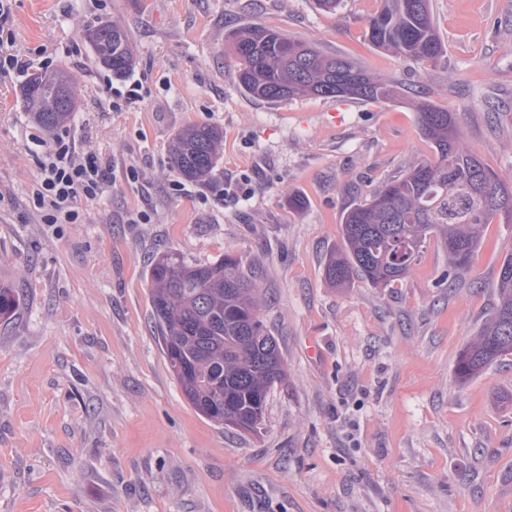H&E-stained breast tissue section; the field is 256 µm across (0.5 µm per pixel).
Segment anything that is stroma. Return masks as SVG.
Masks as SVG:
<instances>
[{
    "mask_svg": "<svg viewBox=\"0 0 512 512\" xmlns=\"http://www.w3.org/2000/svg\"><path fill=\"white\" fill-rule=\"evenodd\" d=\"M376 0H12L0 53V284L20 308L0 322V512H512V357L467 385L454 366L497 303L512 223L486 225L469 268L437 238L387 288L331 287L345 211L434 160L415 103L459 115L457 144L512 186V0H431L445 56L417 63L365 41ZM103 20L128 34L118 77L79 34ZM277 28L399 83L395 101L304 96L268 103L238 84L224 35ZM65 67L77 110L42 131L20 90ZM145 81L115 111L104 88ZM224 133L218 163L179 194L169 144L180 128ZM110 166L81 224L32 206L56 134ZM246 184L248 198L221 195ZM301 197L303 208L288 199ZM240 256L287 377L259 435L201 416L154 328L153 256Z\"/></svg>",
    "mask_w": 512,
    "mask_h": 512,
    "instance_id": "stroma-1",
    "label": "stroma"
}]
</instances>
